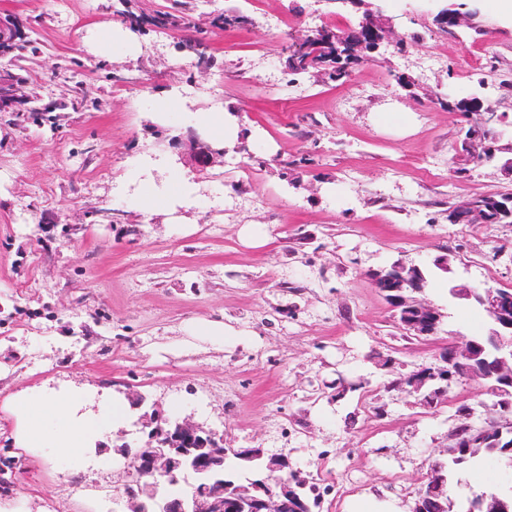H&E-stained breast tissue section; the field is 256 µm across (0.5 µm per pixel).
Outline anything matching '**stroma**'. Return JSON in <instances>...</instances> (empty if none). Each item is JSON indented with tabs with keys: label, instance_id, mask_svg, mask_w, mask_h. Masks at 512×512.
Here are the masks:
<instances>
[{
	"label": "stroma",
	"instance_id": "35a3bbf8",
	"mask_svg": "<svg viewBox=\"0 0 512 512\" xmlns=\"http://www.w3.org/2000/svg\"><path fill=\"white\" fill-rule=\"evenodd\" d=\"M211 64L184 32L144 25L102 52L98 30H127L121 0H0L41 52L28 56L32 111L0 112V402L27 387L144 396L100 453L105 467L15 448L0 409V502L24 512H124V449L147 441L146 412L191 418L228 448L287 455L325 493L319 512L376 497L412 512L447 461L460 406L498 419L480 381L452 382L434 409L389 389L396 374L484 329L448 284L512 287V224H452L450 206L512 192L498 164L456 176L453 148L470 119L441 98L478 93L512 125V19L468 0L481 31L442 33L436 0H381L395 53L331 81L291 75L283 48L311 17L358 22L316 0H183ZM247 17L220 30L225 11ZM178 108L154 118L162 98ZM203 112L238 117L236 148L210 166L188 139ZM154 159L178 169L191 206L146 213L128 173ZM260 225L263 242L244 228ZM453 253L451 272L434 260ZM429 270L423 297L442 315L428 339L405 337L372 272ZM222 321L223 346L189 324ZM393 357L394 367L379 366ZM344 395H337V387ZM466 465L452 498L512 488V461Z\"/></svg>",
	"mask_w": 512,
	"mask_h": 512
}]
</instances>
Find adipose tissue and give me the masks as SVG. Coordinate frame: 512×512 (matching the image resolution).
<instances>
[{
    "instance_id": "ef3b65f1",
    "label": "adipose tissue",
    "mask_w": 512,
    "mask_h": 512,
    "mask_svg": "<svg viewBox=\"0 0 512 512\" xmlns=\"http://www.w3.org/2000/svg\"><path fill=\"white\" fill-rule=\"evenodd\" d=\"M193 193V183L177 171L171 174L167 193H159L151 182L140 184L141 198L151 213L189 204ZM6 407L16 421L17 448H51L72 459L95 454L99 443L126 417L123 399L109 391L79 396L29 387L12 394Z\"/></svg>"
}]
</instances>
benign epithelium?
I'll return each instance as SVG.
<instances>
[{"instance_id":"obj_1","label":"benign epithelium","mask_w":512,"mask_h":512,"mask_svg":"<svg viewBox=\"0 0 512 512\" xmlns=\"http://www.w3.org/2000/svg\"><path fill=\"white\" fill-rule=\"evenodd\" d=\"M437 21L445 26L453 22L460 26L472 22L477 11L465 10L457 0H441ZM325 37L330 51L317 65L319 73L327 74L331 69H348L363 56L377 51L388 40L387 32L373 11L368 10L356 25L345 29L324 32L317 27L294 40L295 47L315 37ZM27 34L12 18H0V58H7L14 47L25 42ZM21 103L12 72L0 69V112H15ZM478 125L495 141L512 139V133L501 128L502 119L492 109L480 114ZM191 141L196 146L198 166H208L221 150L211 146L206 136L192 129ZM469 224H488L486 213L470 201L457 205ZM393 275L383 279L379 289L389 293V300L396 309L404 308L409 318L407 326L421 335L434 332L440 313L432 305L413 297L422 292L418 280L419 268L402 264L392 265ZM454 298H464L479 307L485 314L490 330L484 343L472 337H464L448 344L441 350L435 362L421 365L409 374L406 390L423 396L422 406L435 408L438 399L448 393V383L457 376L497 382L494 394L503 397L498 406L512 407V295L499 289H472L464 285L450 288ZM454 444L448 448L452 458L477 445L489 444L494 448L512 449V419L490 421L485 425L472 423L462 425L453 434ZM233 449L224 447V437L207 431L190 419L177 420L164 428L158 426L148 434L144 448L133 457L136 474L159 475L172 483L180 481L190 485L191 490L182 496L158 493L154 485L140 493L128 490L129 512H310L298 482L280 483L281 494L265 492L267 478L254 484V489L265 496L229 499L224 497V460Z\"/></svg>"}]
</instances>
